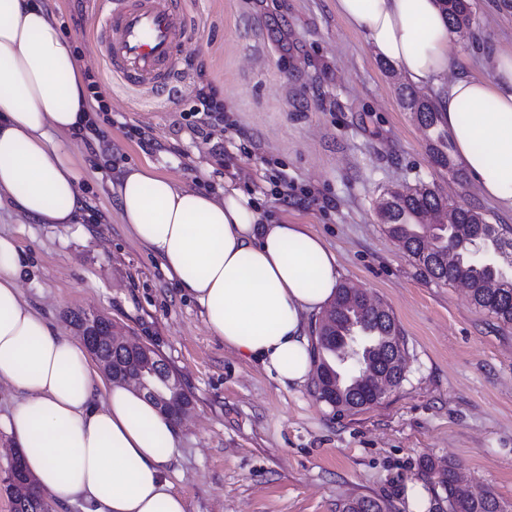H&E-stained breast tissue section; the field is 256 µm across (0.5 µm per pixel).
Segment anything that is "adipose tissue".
<instances>
[{
  "label": "adipose tissue",
  "mask_w": 512,
  "mask_h": 512,
  "mask_svg": "<svg viewBox=\"0 0 512 512\" xmlns=\"http://www.w3.org/2000/svg\"><path fill=\"white\" fill-rule=\"evenodd\" d=\"M344 21L412 85L432 90L440 124L482 197L512 216V49L480 52L484 75L450 50L438 0H336ZM94 117L83 68L40 0H0V199L39 224L75 223L84 203L60 139ZM119 218L161 261L226 348L281 385L312 369L307 320L340 280L335 252L307 224L263 217L225 182L214 194L132 164L109 183ZM17 243L0 236V415L23 464L58 506L188 512L167 466L175 420L131 386L101 378L83 342L59 336L21 296Z\"/></svg>",
  "instance_id": "adipose-tissue-1"
}]
</instances>
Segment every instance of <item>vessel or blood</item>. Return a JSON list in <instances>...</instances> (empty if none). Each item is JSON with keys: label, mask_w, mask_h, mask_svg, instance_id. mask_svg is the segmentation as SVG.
Segmentation results:
<instances>
[{"label": "vessel or blood", "mask_w": 512, "mask_h": 512, "mask_svg": "<svg viewBox=\"0 0 512 512\" xmlns=\"http://www.w3.org/2000/svg\"><path fill=\"white\" fill-rule=\"evenodd\" d=\"M102 49L112 76L161 98L175 91L181 46L190 41L175 0H98Z\"/></svg>", "instance_id": "vessel-or-blood-1"}]
</instances>
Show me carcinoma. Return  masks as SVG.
Segmentation results:
<instances>
[{"label": "carcinoma", "mask_w": 512, "mask_h": 512, "mask_svg": "<svg viewBox=\"0 0 512 512\" xmlns=\"http://www.w3.org/2000/svg\"><path fill=\"white\" fill-rule=\"evenodd\" d=\"M440 2L453 28L472 25L469 0ZM399 93L404 108L428 131L435 161L442 167H450L448 133L438 126L432 101L406 86L399 87ZM378 214L389 236L426 274L444 285L466 284L475 308L503 326H512V271L482 265L458 250L464 243L479 240L496 253L512 256V227L499 230L487 223L483 214L448 203V198L426 184L386 192L378 204ZM315 333L318 350L315 386L341 387L351 398L349 410L368 407L370 386L360 384L355 378L354 363L342 366L348 353L345 338L352 334L361 337L363 361L386 369L388 362L396 357V351L405 346L404 336L390 310L375 304L369 294L360 291L352 294L350 288L342 285L316 324ZM439 481L447 493L448 512H512V507L500 502L491 488L460 486L456 465L451 462L448 470L439 475ZM21 482L30 489L36 486L19 459L4 479L14 512H49L43 495L21 492L18 487ZM359 502L365 504L367 512H388L385 502L370 498L351 500L342 506V512H355V504Z\"/></svg>", "instance_id": "obj_1"}]
</instances>
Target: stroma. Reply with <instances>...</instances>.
<instances>
[{
    "instance_id": "obj_1",
    "label": "stroma",
    "mask_w": 512,
    "mask_h": 512,
    "mask_svg": "<svg viewBox=\"0 0 512 512\" xmlns=\"http://www.w3.org/2000/svg\"><path fill=\"white\" fill-rule=\"evenodd\" d=\"M475 23L452 43L476 60L512 48V16L470 0ZM98 80L102 138H63L86 195L76 224H38L0 201V234L28 266L24 299L59 335L98 312L157 350L193 401L178 419L170 464L188 512H339L369 497L412 512H446V491L422 470L456 464L465 482L512 504V328L472 305L461 285L424 276L380 223L387 190L426 183L450 202L512 226L459 166H438L428 133L399 101L403 78L336 12V0H189L197 36L181 55L180 95L124 87L97 51L94 0H44ZM213 88L224 121L199 128L191 90ZM151 163L190 187L225 179L262 194L268 216L312 225L336 253L343 284L383 302L405 336V379L380 403L339 412L312 384L282 387L210 335L196 307L122 224L107 180Z\"/></svg>"
}]
</instances>
